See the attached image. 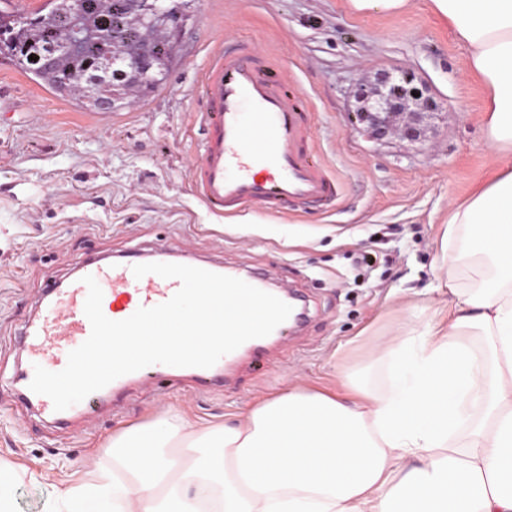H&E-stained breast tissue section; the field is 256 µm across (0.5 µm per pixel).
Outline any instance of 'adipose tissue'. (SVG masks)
I'll return each instance as SVG.
<instances>
[{
	"label": "adipose tissue",
	"instance_id": "adipose-tissue-1",
	"mask_svg": "<svg viewBox=\"0 0 512 512\" xmlns=\"http://www.w3.org/2000/svg\"><path fill=\"white\" fill-rule=\"evenodd\" d=\"M488 90L489 180L454 204L446 327L389 350V386H294L239 420L113 436L111 512H512V0H430Z\"/></svg>",
	"mask_w": 512,
	"mask_h": 512
}]
</instances>
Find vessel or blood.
Returning a JSON list of instances; mask_svg holds the SVG:
<instances>
[{"instance_id": "1", "label": "vessel or blood", "mask_w": 512, "mask_h": 512, "mask_svg": "<svg viewBox=\"0 0 512 512\" xmlns=\"http://www.w3.org/2000/svg\"><path fill=\"white\" fill-rule=\"evenodd\" d=\"M267 68L257 46L220 41L202 81L199 116L205 136L200 155L190 167V178L196 197L220 215L236 217L256 208L278 213L323 208L339 194L337 181L313 156L310 117L298 97L287 92V75H269ZM147 263L192 266L196 260L189 253L136 250L88 256L73 274L43 290L38 310L20 332L23 351L48 371L65 368L69 352L91 333L84 313L85 276H93L104 298L118 303L112 315L116 321L139 308L168 301L178 291L179 281L155 274L135 277L133 266ZM209 270L290 300L292 312L274 333L284 337L300 330L307 308L301 296L271 284L266 274L255 270L223 264L210 265ZM266 344L263 338L249 340L209 368L153 364L115 379L63 411L55 410L49 397L31 390L32 374L23 375L21 396L42 416L62 422L73 415L94 414L103 397L122 396L134 383L151 385L159 395L187 382L198 390L224 383L226 366L240 358H247L249 368L258 369Z\"/></svg>"}]
</instances>
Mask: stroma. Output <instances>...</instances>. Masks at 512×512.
<instances>
[{
  "label": "stroma",
  "mask_w": 512,
  "mask_h": 512,
  "mask_svg": "<svg viewBox=\"0 0 512 512\" xmlns=\"http://www.w3.org/2000/svg\"><path fill=\"white\" fill-rule=\"evenodd\" d=\"M164 84L106 114L80 108L0 55V497L9 512H49L56 493L111 476L112 436L176 416L237 420L296 383L346 395L341 374L386 383L400 324L447 322L441 240L454 203L488 174L485 88L469 51L430 0L352 11L347 0H194ZM254 43L288 74L312 112L317 158L339 183L334 205L227 218L193 193L204 138L201 85L219 39ZM380 67L413 75L438 109L424 143L379 144L349 114L360 78ZM184 247L202 259L265 270L309 300L305 335L272 346L265 373L157 398L140 386L90 421L57 427L18 399L19 344L47 282L92 250ZM378 257L370 272L359 249Z\"/></svg>",
  "instance_id": "obj_1"
}]
</instances>
